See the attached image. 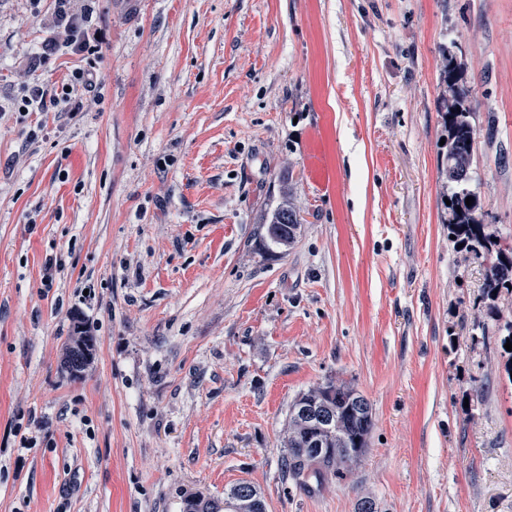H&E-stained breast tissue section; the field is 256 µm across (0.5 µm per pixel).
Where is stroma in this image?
<instances>
[{"label": "stroma", "instance_id": "obj_1", "mask_svg": "<svg viewBox=\"0 0 512 512\" xmlns=\"http://www.w3.org/2000/svg\"><path fill=\"white\" fill-rule=\"evenodd\" d=\"M54 5L0 0V512H180L242 481L266 512H512V293L492 320L486 262L448 238L438 114L446 48L469 187L512 246V0H95V61L37 73L94 87L23 112ZM286 170L301 230L270 247ZM330 381L374 426L308 494L281 443ZM93 73L91 70L76 71L73 74V79L62 88V95H54L50 98L51 106L58 107L70 103L72 99L79 97L83 91L88 90L93 86L92 80ZM75 329L77 331H74L66 350L65 365L73 377H78L87 365L88 355L93 353L96 340L87 331H79L82 329L80 325H77Z\"/></svg>", "mask_w": 512, "mask_h": 512}]
</instances>
